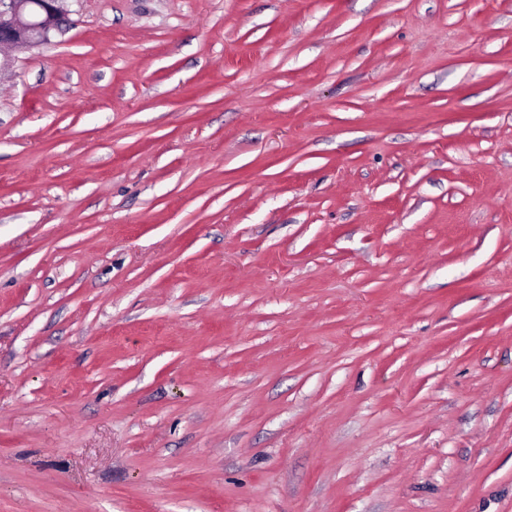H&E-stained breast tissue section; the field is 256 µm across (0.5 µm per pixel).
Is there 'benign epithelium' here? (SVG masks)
I'll return each instance as SVG.
<instances>
[{
    "label": "benign epithelium",
    "mask_w": 512,
    "mask_h": 512,
    "mask_svg": "<svg viewBox=\"0 0 512 512\" xmlns=\"http://www.w3.org/2000/svg\"><path fill=\"white\" fill-rule=\"evenodd\" d=\"M63 0H0V46L34 47L61 30Z\"/></svg>",
    "instance_id": "7a95c632"
}]
</instances>
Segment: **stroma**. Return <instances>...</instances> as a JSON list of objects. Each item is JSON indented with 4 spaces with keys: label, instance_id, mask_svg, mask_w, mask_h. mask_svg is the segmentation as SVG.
I'll return each mask as SVG.
<instances>
[{
    "label": "stroma",
    "instance_id": "stroma-1",
    "mask_svg": "<svg viewBox=\"0 0 512 512\" xmlns=\"http://www.w3.org/2000/svg\"><path fill=\"white\" fill-rule=\"evenodd\" d=\"M0 71V512H512V0H66Z\"/></svg>",
    "mask_w": 512,
    "mask_h": 512
}]
</instances>
